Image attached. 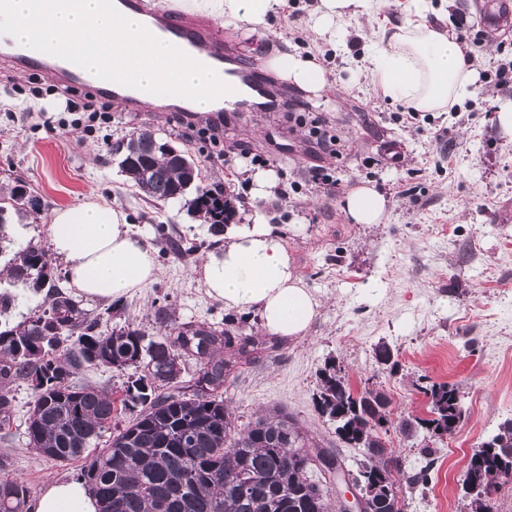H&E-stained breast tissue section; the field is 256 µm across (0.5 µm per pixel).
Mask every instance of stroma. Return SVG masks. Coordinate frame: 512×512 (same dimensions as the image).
<instances>
[{
    "mask_svg": "<svg viewBox=\"0 0 512 512\" xmlns=\"http://www.w3.org/2000/svg\"><path fill=\"white\" fill-rule=\"evenodd\" d=\"M313 2L287 0L282 12L250 30L221 19L214 26L243 57L313 53L324 64L328 86L320 95L292 85L288 97L307 104L340 139L336 188L311 182L309 170L320 156L308 147V127L283 113L256 112L224 128L226 140L269 152L288 190L255 201L244 159L209 160V145L183 134L172 113L116 104L109 119L89 126L67 110L66 88L55 73H41L34 87L29 72L0 61V199L20 179L42 203L37 214L14 220L10 248L48 245L49 212L94 191L122 206L134 230L155 239L169 234L191 250L158 257V281L119 304L117 315H106L105 303L81 300L90 315L100 316L102 327L132 323L159 338L165 331L155 324L154 312L161 306L180 323L221 327L235 319L191 273L223 235L188 216L181 204L146 199L112 154L113 145L133 130L152 128L192 155L206 186L223 187L235 206L234 223L259 216L279 227L297 274L321 300L303 340H282L231 382L224 401L237 422L285 409L319 447L334 449L348 469H356L363 449L340 443L334 423L313 403L319 369L336 362L356 389L388 395L393 426L384 440L406 471L424 465L423 448L435 451L427 485L399 484L402 512H471L461 490L467 462L512 419V137L495 121V102L512 99V81L501 85L494 77L499 63L512 58V20L491 30L482 23L484 0H432L428 19L440 28L452 29L455 16H466L477 41L479 86L453 111L413 119L406 105L372 83L366 69L374 31L413 20L408 0H380L371 18L349 19L341 40L329 32L313 34ZM361 184L374 185L386 198L385 223L356 224L345 217L344 196ZM380 343L393 351L396 368L377 363ZM425 381L448 382L461 391L464 414L452 436L422 430L406 437L395 427L404 418L428 417L420 390ZM11 395V427L0 432L5 476L25 480L36 493L50 479L74 477L76 463L45 459L29 444L31 386L17 382Z\"/></svg>",
    "mask_w": 512,
    "mask_h": 512,
    "instance_id": "stroma-1",
    "label": "stroma"
}]
</instances>
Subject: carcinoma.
<instances>
[{
  "mask_svg": "<svg viewBox=\"0 0 512 512\" xmlns=\"http://www.w3.org/2000/svg\"><path fill=\"white\" fill-rule=\"evenodd\" d=\"M166 143L149 130L133 132L114 148L119 167L155 202H203L207 192L188 184ZM34 200L20 181L0 204V243L9 237V213L28 214ZM10 280L45 293L29 316L9 319L13 298L0 293V430L11 425V388L18 380L33 388L28 422L29 444L49 460L89 458L77 478L99 501V512H332L327 493L310 494L313 455L292 416L275 411L238 428L224 403V387L238 370L257 359L261 344L238 329L218 330L206 323H177L168 308L155 311L159 326L172 335L146 339V331L129 323L110 331L90 317L62 291L61 274L48 262L47 249L27 245L4 263ZM192 355L200 364L197 376L171 387L179 373L175 364ZM133 369L124 386L126 396L73 382L85 365ZM430 417L404 419L400 430L452 434L463 418L462 396L449 383L423 387ZM320 414L336 424V436L352 448L365 450L363 466L377 477L373 512H401L394 475L415 487L429 482L434 450L422 449L427 464L405 475L379 431L391 424L384 392L352 388L343 369L327 363L315 393ZM114 429L107 447L88 457L100 433ZM512 474V420L472 453L465 482L472 512H486L492 489ZM30 487L18 479L0 480V512H30Z\"/></svg>",
  "mask_w": 512,
  "mask_h": 512,
  "instance_id": "carcinoma-1",
  "label": "carcinoma"
}]
</instances>
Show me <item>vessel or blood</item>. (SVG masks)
Masks as SVG:
<instances>
[{"mask_svg":"<svg viewBox=\"0 0 512 512\" xmlns=\"http://www.w3.org/2000/svg\"><path fill=\"white\" fill-rule=\"evenodd\" d=\"M114 5L123 16H138L153 35L178 46L232 86V93L213 101L209 120H221L228 112H270L279 106L280 96L270 85L262 66L241 58L234 49L225 48L213 25L203 16L177 14L153 4L152 0H114ZM0 54L26 64L35 72L47 68L58 71L70 87L93 88L127 108L135 109L143 103L144 91L100 79L69 61L19 45L5 35H0Z\"/></svg>","mask_w":512,"mask_h":512,"instance_id":"obj_1","label":"vessel or blood"}]
</instances>
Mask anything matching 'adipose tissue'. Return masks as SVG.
<instances>
[{
    "mask_svg": "<svg viewBox=\"0 0 512 512\" xmlns=\"http://www.w3.org/2000/svg\"><path fill=\"white\" fill-rule=\"evenodd\" d=\"M284 0H180L183 11L215 16L236 24L265 22ZM369 74L384 94L417 112H444L460 103L478 72L447 32L427 21L378 28ZM267 65L296 86L320 93L327 85L315 56L274 55ZM343 211L353 223L380 224L386 202L373 187L360 185L345 196ZM51 252L64 261L76 294L104 303L119 302L149 288L159 277L155 247L133 231L127 215L91 195L52 210ZM207 294L225 308L257 315L264 333L302 340L320 302L293 266L282 236L269 224H232L224 243L192 269ZM31 512H99L84 481L46 482Z\"/></svg>",
    "mask_w": 512,
    "mask_h": 512,
    "instance_id": "obj_1",
    "label": "adipose tissue"
}]
</instances>
